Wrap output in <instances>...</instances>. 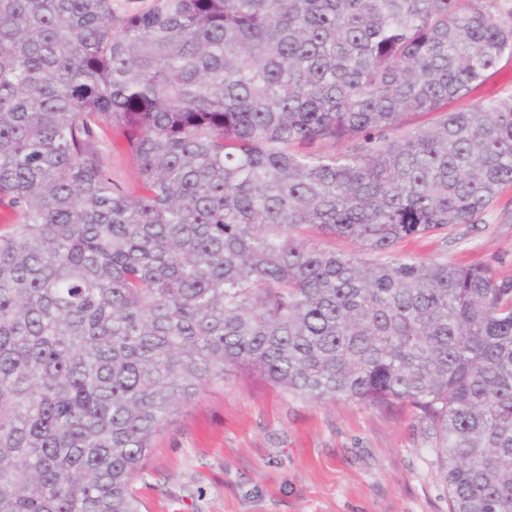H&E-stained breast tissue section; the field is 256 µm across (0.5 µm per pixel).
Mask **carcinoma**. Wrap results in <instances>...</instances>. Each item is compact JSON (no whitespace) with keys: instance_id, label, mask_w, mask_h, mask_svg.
<instances>
[{"instance_id":"carcinoma-1","label":"carcinoma","mask_w":512,"mask_h":512,"mask_svg":"<svg viewBox=\"0 0 512 512\" xmlns=\"http://www.w3.org/2000/svg\"><path fill=\"white\" fill-rule=\"evenodd\" d=\"M112 2L0 0V512H138L239 368L413 408L449 512H512V275L395 253L512 186V98L448 110L512 57L498 0ZM100 145L104 165L112 173V179L130 186L135 164L127 151L124 139L113 135L102 136Z\"/></svg>"}]
</instances>
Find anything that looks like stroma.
Here are the masks:
<instances>
[{
    "label": "stroma",
    "instance_id": "stroma-1",
    "mask_svg": "<svg viewBox=\"0 0 512 512\" xmlns=\"http://www.w3.org/2000/svg\"><path fill=\"white\" fill-rule=\"evenodd\" d=\"M402 249L512 274V186L484 224ZM134 490L140 512H448L433 430L415 412L307 401L255 373L185 404Z\"/></svg>",
    "mask_w": 512,
    "mask_h": 512
}]
</instances>
